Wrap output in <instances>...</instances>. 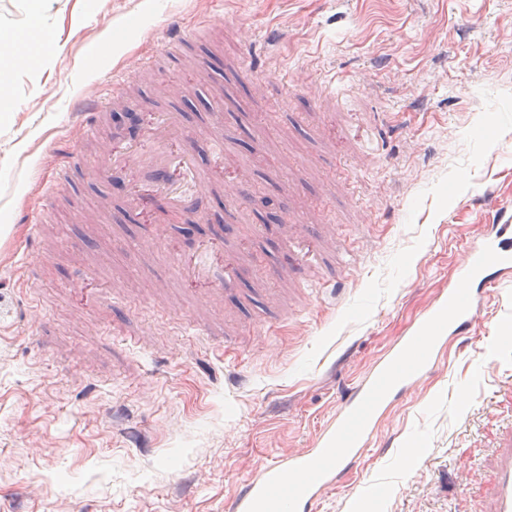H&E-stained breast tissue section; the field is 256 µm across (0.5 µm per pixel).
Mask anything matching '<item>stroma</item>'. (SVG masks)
<instances>
[{"mask_svg":"<svg viewBox=\"0 0 512 512\" xmlns=\"http://www.w3.org/2000/svg\"><path fill=\"white\" fill-rule=\"evenodd\" d=\"M217 25L192 56L264 87L224 122L229 167L266 203L225 220L222 183L201 195L200 229L170 216L169 237L140 250L148 223L124 219L136 169L98 177L103 157L79 141L74 98L120 70L141 96L136 137L171 99L135 66L173 22ZM43 24L49 60L7 76L0 92V228L38 210L63 232L39 267L38 301L15 260L0 259V512H219L264 463L310 444L363 374L446 286L488 222L485 194L512 204V0H59L30 16L0 0V28ZM124 30L107 45L106 28ZM286 33L277 64L250 48L254 30ZM309 126L297 130L300 114ZM80 156L77 195L49 202L42 177ZM325 199L359 260L335 296L314 292L293 321L241 331L214 351L197 332L243 319L237 295L204 306L212 278L178 276L175 259L209 242L240 254L252 287L288 247L289 206ZM512 288L439 369L384 418L323 512H489L498 446L512 427ZM41 335V345L31 336ZM416 456L410 468L401 459Z\"/></svg>","mask_w":512,"mask_h":512,"instance_id":"1","label":"stroma"}]
</instances>
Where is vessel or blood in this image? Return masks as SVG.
I'll return each mask as SVG.
<instances>
[{"label":"vessel or blood","mask_w":512,"mask_h":512,"mask_svg":"<svg viewBox=\"0 0 512 512\" xmlns=\"http://www.w3.org/2000/svg\"><path fill=\"white\" fill-rule=\"evenodd\" d=\"M213 17H203L196 28L180 30L156 56L138 62L141 70L160 69L162 61L177 63L184 46L202 31L211 29ZM127 83L113 75L108 97L91 89L79 97L74 107L81 140L102 137V119L108 108L137 109L135 99L126 96ZM212 134L209 138L213 163L224 159L220 133L227 107L216 99ZM192 132L180 112L166 109L155 113L145 137L123 151L105 149L106 165L152 163L155 180L148 192L134 191L129 204L145 211L156 196H167L178 209H186L191 197L209 185L202 175L196 152L191 147ZM45 217L35 212L25 219L22 235L12 238L10 249L25 275L22 286L38 297L40 280L30 274L34 258L44 255L42 232ZM334 227L322 225L312 234L304 217L295 218L288 228V279L309 287L313 271L323 256L324 242L332 238ZM512 273V208L498 209L492 223L483 225L467 246L460 262L448 278L447 288L434 297L429 309L414 321L363 376L342 394L333 419L309 447L264 464L245 480L226 507V512H321L325 491L338 485L352 464L370 447L377 427L398 399L415 389L437 365L441 348L449 338L468 335L479 319L482 304ZM490 512H512V436L504 440L491 491Z\"/></svg>","instance_id":"b4317fda"}]
</instances>
